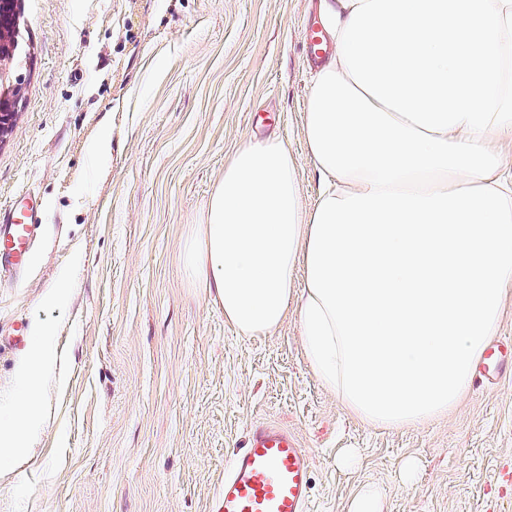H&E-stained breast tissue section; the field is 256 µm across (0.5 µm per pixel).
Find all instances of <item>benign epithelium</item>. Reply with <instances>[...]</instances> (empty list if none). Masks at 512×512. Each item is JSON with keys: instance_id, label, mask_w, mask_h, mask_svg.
Returning a JSON list of instances; mask_svg holds the SVG:
<instances>
[{"instance_id": "benign-epithelium-1", "label": "benign epithelium", "mask_w": 512, "mask_h": 512, "mask_svg": "<svg viewBox=\"0 0 512 512\" xmlns=\"http://www.w3.org/2000/svg\"><path fill=\"white\" fill-rule=\"evenodd\" d=\"M0 38L9 40V49L0 53V143L11 133L23 91V76L17 60L27 55L20 27L0 20Z\"/></svg>"}]
</instances>
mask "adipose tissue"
Listing matches in <instances>:
<instances>
[{"label":"adipose tissue","mask_w":512,"mask_h":512,"mask_svg":"<svg viewBox=\"0 0 512 512\" xmlns=\"http://www.w3.org/2000/svg\"><path fill=\"white\" fill-rule=\"evenodd\" d=\"M320 17L316 204L287 142L236 149L184 270L245 335L297 306L311 368L361 419L424 423L467 392L512 301V0H322ZM53 364L35 323L0 406L1 467L31 448Z\"/></svg>","instance_id":"obj_1"}]
</instances>
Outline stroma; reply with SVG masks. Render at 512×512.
I'll return each mask as SVG.
<instances>
[{
  "mask_svg": "<svg viewBox=\"0 0 512 512\" xmlns=\"http://www.w3.org/2000/svg\"><path fill=\"white\" fill-rule=\"evenodd\" d=\"M320 0H19L31 58L0 144V207L42 233L0 283V405L48 322L56 364L33 448L0 469V512H210L253 424L309 455L308 512H512V310L469 391L422 424L361 421L304 353L296 314L245 336L180 255L224 164L247 142L291 145L304 207L318 173L302 122ZM111 140L107 165L87 154ZM65 300L49 303L63 267Z\"/></svg>",
  "mask_w": 512,
  "mask_h": 512,
  "instance_id": "1",
  "label": "stroma"
}]
</instances>
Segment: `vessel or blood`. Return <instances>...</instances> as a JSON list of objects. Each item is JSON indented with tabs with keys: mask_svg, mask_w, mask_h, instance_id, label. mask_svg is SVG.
Returning <instances> with one entry per match:
<instances>
[{
	"mask_svg": "<svg viewBox=\"0 0 512 512\" xmlns=\"http://www.w3.org/2000/svg\"><path fill=\"white\" fill-rule=\"evenodd\" d=\"M41 224L36 209L0 208V278L23 267ZM311 460L295 435L274 425L250 431L248 448L234 454L224 470V486L213 512H307Z\"/></svg>",
	"mask_w": 512,
	"mask_h": 512,
	"instance_id": "obj_1",
	"label": "vessel or blood"
}]
</instances>
